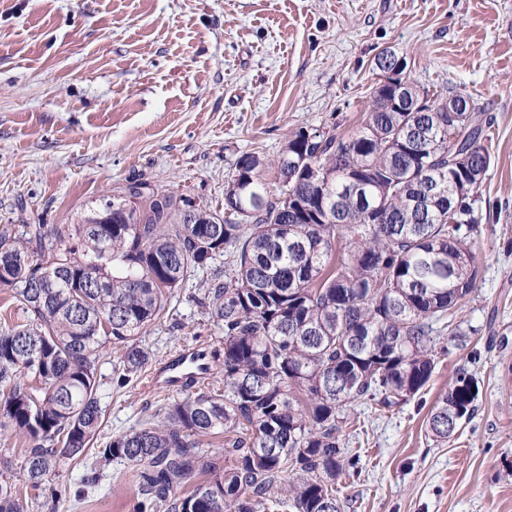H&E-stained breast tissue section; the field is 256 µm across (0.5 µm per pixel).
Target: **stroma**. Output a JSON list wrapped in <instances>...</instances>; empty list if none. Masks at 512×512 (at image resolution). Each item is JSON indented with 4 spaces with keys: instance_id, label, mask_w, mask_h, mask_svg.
I'll return each mask as SVG.
<instances>
[{
    "instance_id": "stroma-1",
    "label": "stroma",
    "mask_w": 512,
    "mask_h": 512,
    "mask_svg": "<svg viewBox=\"0 0 512 512\" xmlns=\"http://www.w3.org/2000/svg\"><path fill=\"white\" fill-rule=\"evenodd\" d=\"M386 48L430 100L461 94L491 117L476 195L495 217L456 314L472 334L441 337L433 377L399 411H349L361 471L342 512H512V0H0V225L71 231L134 180L223 209L240 156L274 157L300 127L353 133ZM189 294L178 289L137 335L151 359L124 387L120 348L103 357L98 444L162 423L159 407L179 394L149 380L182 352H205L206 381H219L223 345ZM463 370L477 380L475 412L433 441L426 415ZM25 446L0 437V474L32 512H138L127 465L99 468L92 454L53 475L64 495L45 504L20 470Z\"/></svg>"
}]
</instances>
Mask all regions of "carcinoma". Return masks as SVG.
Returning <instances> with one entry per match:
<instances>
[{"instance_id": "cac0c4a2", "label": "carcinoma", "mask_w": 512, "mask_h": 512, "mask_svg": "<svg viewBox=\"0 0 512 512\" xmlns=\"http://www.w3.org/2000/svg\"><path fill=\"white\" fill-rule=\"evenodd\" d=\"M425 103L396 111L378 84L353 134L300 127L272 160L242 155L222 213L135 181L67 235L0 227V288L27 314L0 330V427L28 442L31 486L61 499L48 477L102 426L105 349L125 348L120 383L141 372L150 354L134 337L222 253L224 280L197 304L221 333L224 391L187 389L163 424L98 454L131 467L140 512H341L342 479L360 465L348 407L406 404L432 378L440 337L466 335L449 317L475 289L472 245L490 219L460 194L448 221V190L491 164L477 108L450 122L443 101ZM474 387L466 372L448 384L427 414L434 438L471 419ZM214 435L222 470L200 448ZM197 473L210 478L179 493ZM0 512H31L6 479Z\"/></svg>"}]
</instances>
